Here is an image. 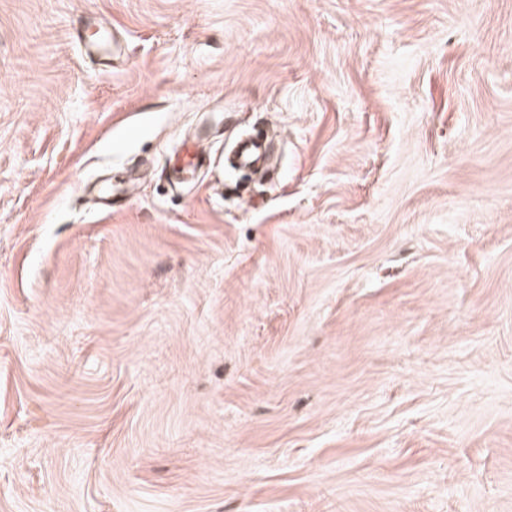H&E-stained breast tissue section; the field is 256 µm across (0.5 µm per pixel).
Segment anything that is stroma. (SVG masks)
<instances>
[{"mask_svg":"<svg viewBox=\"0 0 512 512\" xmlns=\"http://www.w3.org/2000/svg\"><path fill=\"white\" fill-rule=\"evenodd\" d=\"M0 512H512V0H0ZM238 160L245 166H259L267 158V148L258 140H248L238 146Z\"/></svg>","mask_w":512,"mask_h":512,"instance_id":"1","label":"stroma"}]
</instances>
